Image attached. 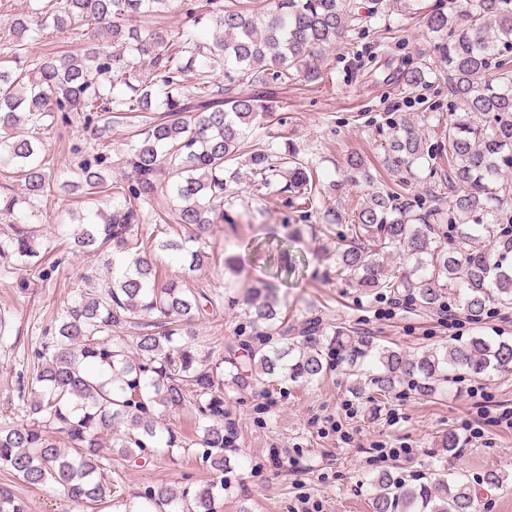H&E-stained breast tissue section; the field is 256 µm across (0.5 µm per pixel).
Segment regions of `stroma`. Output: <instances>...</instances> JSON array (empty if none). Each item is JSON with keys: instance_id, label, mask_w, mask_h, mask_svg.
<instances>
[{"instance_id": "obj_1", "label": "stroma", "mask_w": 512, "mask_h": 512, "mask_svg": "<svg viewBox=\"0 0 512 512\" xmlns=\"http://www.w3.org/2000/svg\"><path fill=\"white\" fill-rule=\"evenodd\" d=\"M419 7V0H403L398 10L388 14L391 28L401 30L406 40L403 47L388 49L374 37L345 34L326 50L321 61L323 76L316 84L307 88L293 83L281 91L279 98L288 116L281 132L297 148L322 153L323 181L337 179L352 152L362 155L373 173L383 172L379 125L393 113L412 117L427 112V103L403 89L399 74L401 57L418 56L428 51L433 41ZM89 140L78 121L53 129L46 141L51 168H68L70 146ZM98 206L97 200L80 193L66 196L61 203L52 197L42 204L45 238L41 245L62 260L50 279H42L38 268L23 275L13 259L0 258V313L11 319V329L0 341V421H17L23 416L18 381L31 371L40 327L75 290L107 273L103 258L75 255L64 246L63 225L71 214L93 212ZM263 206V212L257 213L235 205L233 223L221 224L216 230L220 251L240 256L237 272H225L219 261L196 272L192 286L207 288L219 297L227 285L264 278L263 267L251 255L252 246L286 238L289 224L298 223L299 218L288 215L280 197L266 199ZM335 248V239L321 233L290 243L297 269L288 281L276 285L289 322L300 321L313 304L326 322L345 323L359 335L410 351L464 339L477 331L512 336V311L492 314L478 326L464 323L453 331L442 324L439 314L413 306L396 311L391 318L378 319L379 299L324 277ZM477 388L484 389V397L474 396ZM348 402L353 403L354 414H346ZM490 402L512 406V373L490 378L466 374L451 394L436 398L422 397L404 386L381 400L377 414L372 413L369 402L352 397L339 366L314 386L293 384L268 391L226 393L224 416L236 426L239 463L227 476L231 488L221 512H240L245 506L253 512H296L297 499L303 494L321 501L324 512H371L367 492L360 486L364 475L387 468L409 480H422L443 456L455 471L472 477L487 470L512 475V431L485 425L482 441L471 447L458 446L449 457L441 446L443 435L458 431L464 421L483 423ZM329 419L342 424V434H322ZM159 422L172 427L186 445L145 461L113 456L112 468L118 471L125 493L161 483L195 487L209 476L193 444L198 435L194 409L162 413ZM379 441L406 442L410 452L377 461L373 446ZM274 449L281 457L277 465L270 460ZM0 486L27 499L31 512H74L61 487L34 489L1 470Z\"/></svg>"}]
</instances>
